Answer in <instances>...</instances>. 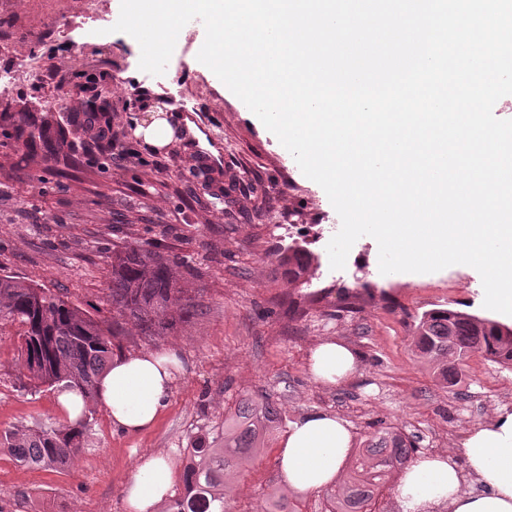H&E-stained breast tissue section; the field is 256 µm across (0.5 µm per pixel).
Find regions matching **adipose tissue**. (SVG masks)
<instances>
[{"label": "adipose tissue", "mask_w": 512, "mask_h": 512, "mask_svg": "<svg viewBox=\"0 0 512 512\" xmlns=\"http://www.w3.org/2000/svg\"><path fill=\"white\" fill-rule=\"evenodd\" d=\"M308 364L316 380L333 385L353 377L361 357L343 341L326 339L313 348ZM183 371L174 348L120 355L99 377L96 399L114 427L141 432L154 424ZM352 443L351 425L343 417L326 411L300 415L278 449L285 487L307 494L341 484ZM174 477L167 458L142 455L126 485L129 512H156ZM394 497L399 512H512V410L498 409L468 430L460 452L416 457Z\"/></svg>", "instance_id": "ef3b65f1"}]
</instances>
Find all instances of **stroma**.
Returning a JSON list of instances; mask_svg holds the SVG:
<instances>
[{"instance_id":"obj_1","label":"stroma","mask_w":512,"mask_h":512,"mask_svg":"<svg viewBox=\"0 0 512 512\" xmlns=\"http://www.w3.org/2000/svg\"><path fill=\"white\" fill-rule=\"evenodd\" d=\"M86 0H0V73L12 88L0 93L1 112L44 109L58 89L66 108L81 111L93 86H112V127L127 133L163 93H177L204 144L176 151L134 142L139 163L100 169L75 155L46 159L44 149L0 148V269L64 294L104 323L113 250L136 242L184 259L187 287L202 309L167 336L130 337L125 351L174 347L185 371L152 429L129 434L113 427L105 408L90 421L85 444L68 467L36 469L0 449V512H127L125 485L136 459L159 453L182 465L192 440L224 423L243 394L268 396L284 422L315 410L350 422L355 444L389 426L413 435L420 452L459 451L464 432L500 407L512 409V369L474 354L461 383L442 388L412 346L423 311L451 307L486 315L476 269L453 265L426 274L379 271L377 242L359 238L346 266L331 269L327 239L316 226L340 230L325 191L305 177L292 155L215 76L197 54L203 24L180 34L166 79L139 68L138 42L123 32L98 33ZM221 164H213V154ZM291 217L296 244L317 269L310 282H288L275 255L282 243L270 227ZM356 308L337 313L343 289ZM297 310H289V301ZM14 327L0 332V431L63 422L56 391L21 386ZM336 338L362 356V368L340 385L307 371L314 345ZM279 439L239 478L226 512H265L282 489Z\"/></svg>"}]
</instances>
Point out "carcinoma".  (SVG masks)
<instances>
[{
  "label": "carcinoma",
  "mask_w": 512,
  "mask_h": 512,
  "mask_svg": "<svg viewBox=\"0 0 512 512\" xmlns=\"http://www.w3.org/2000/svg\"><path fill=\"white\" fill-rule=\"evenodd\" d=\"M63 118L84 138L65 142L53 112L0 114V147L29 149L40 142L48 149L49 160L80 151L108 168L109 112L91 104L87 111L66 113ZM313 261L311 252L298 247L276 254L278 266L292 283L307 281ZM182 267L178 257L136 243L112 252L108 294L112 325L107 327L63 295L0 270V332L7 324L17 328L20 367L26 378L22 388L31 392L44 386L75 388L86 399L79 422L8 430L0 433V447L31 467L72 463L96 413L97 380L123 349L129 329L149 338L165 336L199 311L195 291L184 286ZM414 327L415 348L432 362L437 378L449 389L459 384L462 366L473 353L512 369V326L452 308H433L417 316ZM281 422L279 409L269 399L241 398L224 417L221 433L198 437L185 449L184 492L167 512H224V501L239 473L266 448ZM416 450V441L399 427L373 433L355 450L343 484L327 493L329 512H365Z\"/></svg>",
  "instance_id": "1"
}]
</instances>
